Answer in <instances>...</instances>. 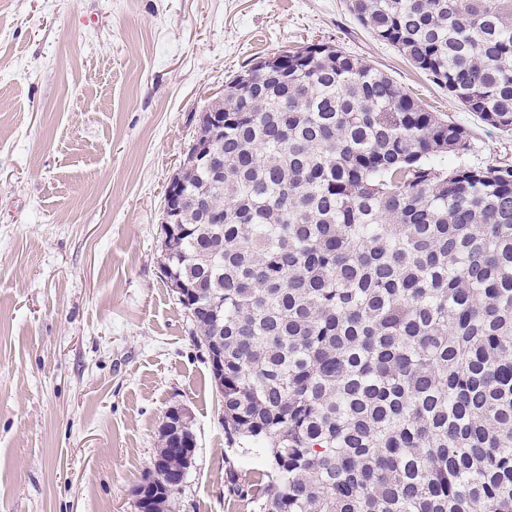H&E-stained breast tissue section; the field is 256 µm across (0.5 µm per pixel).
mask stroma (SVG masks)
<instances>
[{
    "label": "stroma",
    "mask_w": 512,
    "mask_h": 512,
    "mask_svg": "<svg viewBox=\"0 0 512 512\" xmlns=\"http://www.w3.org/2000/svg\"><path fill=\"white\" fill-rule=\"evenodd\" d=\"M340 46L466 129L469 159L512 135L467 112L346 0H0V512H137L170 409L195 456L173 512H251L223 408L165 284V190L200 114L255 62Z\"/></svg>",
    "instance_id": "obj_1"
}]
</instances>
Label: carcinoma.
I'll return each instance as SVG.
<instances>
[{"instance_id": "1", "label": "carcinoma", "mask_w": 512, "mask_h": 512, "mask_svg": "<svg viewBox=\"0 0 512 512\" xmlns=\"http://www.w3.org/2000/svg\"><path fill=\"white\" fill-rule=\"evenodd\" d=\"M374 39L512 134V0H349ZM240 72L208 110L220 172L173 181L161 235L195 343L224 361V436L267 458L230 490L253 512H512V164L326 43ZM139 485L165 496L166 438Z\"/></svg>"}]
</instances>
